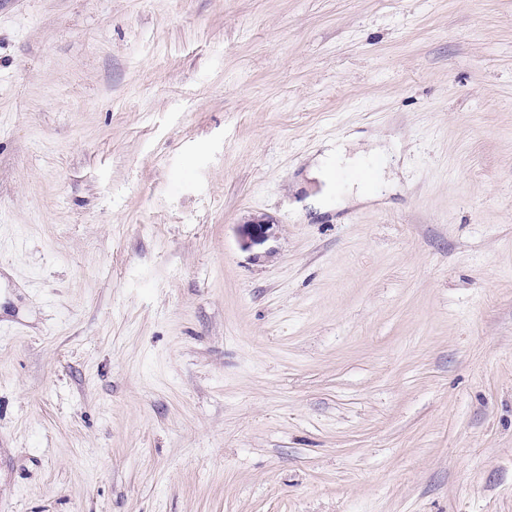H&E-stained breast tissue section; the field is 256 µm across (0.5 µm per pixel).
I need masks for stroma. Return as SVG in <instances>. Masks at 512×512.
I'll use <instances>...</instances> for the list:
<instances>
[{"instance_id":"obj_1","label":"stroma","mask_w":512,"mask_h":512,"mask_svg":"<svg viewBox=\"0 0 512 512\" xmlns=\"http://www.w3.org/2000/svg\"><path fill=\"white\" fill-rule=\"evenodd\" d=\"M0 512H512V0H0ZM367 154L363 150H356L350 144H339L329 150L317 159L314 169L319 172L323 181L327 180V173L332 172L334 168L355 167L363 164ZM276 228L277 224H273L266 219L240 224L238 226V236L242 247L252 249L264 246L276 238Z\"/></svg>"}]
</instances>
